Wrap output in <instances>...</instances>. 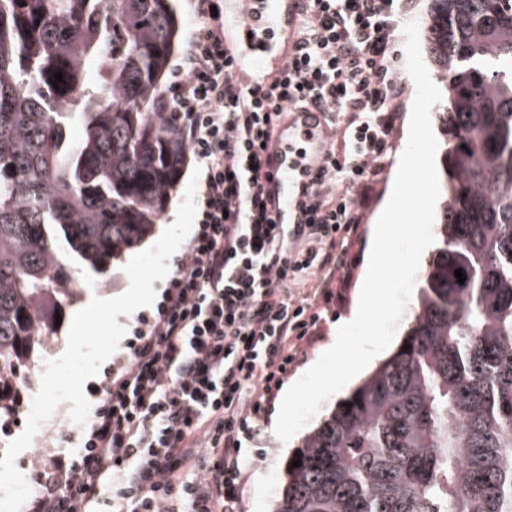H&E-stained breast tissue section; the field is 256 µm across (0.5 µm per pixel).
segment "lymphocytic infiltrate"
I'll return each mask as SVG.
<instances>
[{
	"instance_id": "obj_1",
	"label": "lymphocytic infiltrate",
	"mask_w": 512,
	"mask_h": 512,
	"mask_svg": "<svg viewBox=\"0 0 512 512\" xmlns=\"http://www.w3.org/2000/svg\"><path fill=\"white\" fill-rule=\"evenodd\" d=\"M222 4L196 0L166 95L201 167L192 240L96 388L78 451L35 456L28 512H240L243 443L350 274L400 119L405 0H304L284 76L259 88L227 55ZM308 103L329 110L332 137L292 245L263 154L283 110Z\"/></svg>"
}]
</instances>
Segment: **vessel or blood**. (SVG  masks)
<instances>
[{"instance_id": "obj_1", "label": "vessel or blood", "mask_w": 512, "mask_h": 512, "mask_svg": "<svg viewBox=\"0 0 512 512\" xmlns=\"http://www.w3.org/2000/svg\"><path fill=\"white\" fill-rule=\"evenodd\" d=\"M297 17L296 0H235L229 27L237 71L263 73L267 84L280 79L291 50L280 46L279 38L294 29ZM327 118L319 107L292 110L278 122L266 148L272 172L265 184L272 200L270 215L292 235L308 220L302 203L329 154Z\"/></svg>"}]
</instances>
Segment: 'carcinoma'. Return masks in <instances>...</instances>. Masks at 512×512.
Instances as JSON below:
<instances>
[{
    "label": "carcinoma",
    "instance_id": "1",
    "mask_svg": "<svg viewBox=\"0 0 512 512\" xmlns=\"http://www.w3.org/2000/svg\"><path fill=\"white\" fill-rule=\"evenodd\" d=\"M181 26L175 0H0V387L73 266L104 271L165 213ZM426 48L433 254L399 345L304 435L274 512H512V0H428Z\"/></svg>",
    "mask_w": 512,
    "mask_h": 512
}]
</instances>
